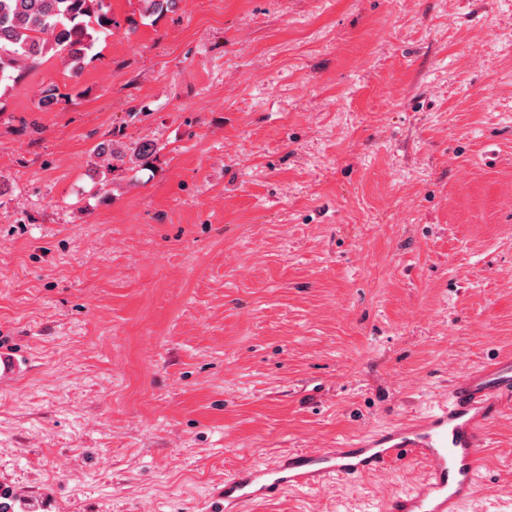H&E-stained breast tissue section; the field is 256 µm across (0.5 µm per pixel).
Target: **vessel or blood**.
<instances>
[{"label": "vessel or blood", "instance_id": "vessel-or-blood-1", "mask_svg": "<svg viewBox=\"0 0 512 512\" xmlns=\"http://www.w3.org/2000/svg\"><path fill=\"white\" fill-rule=\"evenodd\" d=\"M511 401L512 356L463 369L445 403L419 420L374 431L352 448L291 449L264 465L237 470L224 481V512H243L286 490L317 488L334 476L355 478L412 459L425 462L426 477L391 494L385 512H463L483 468L485 428Z\"/></svg>", "mask_w": 512, "mask_h": 512}]
</instances>
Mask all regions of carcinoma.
<instances>
[{"label": "carcinoma", "mask_w": 512, "mask_h": 512, "mask_svg": "<svg viewBox=\"0 0 512 512\" xmlns=\"http://www.w3.org/2000/svg\"><path fill=\"white\" fill-rule=\"evenodd\" d=\"M144 17L161 16L175 0H140ZM118 22L105 0H0V82L22 66L33 68L47 55L58 56L76 77L100 35ZM158 151L153 143L116 148L100 144L97 155L109 168L125 161L149 162Z\"/></svg>", "instance_id": "1"}]
</instances>
